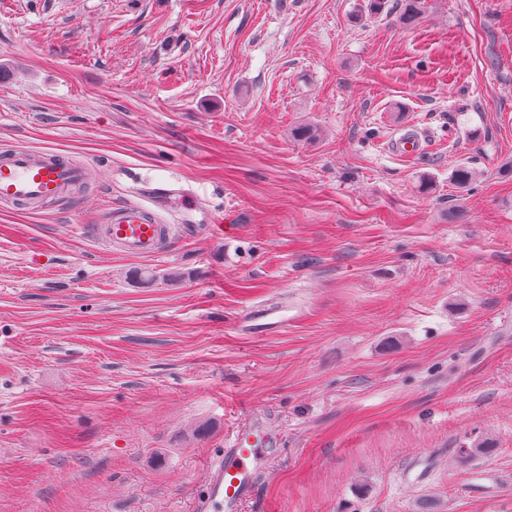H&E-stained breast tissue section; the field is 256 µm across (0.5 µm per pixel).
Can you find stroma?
Segmentation results:
<instances>
[{
	"label": "stroma",
	"mask_w": 512,
	"mask_h": 512,
	"mask_svg": "<svg viewBox=\"0 0 512 512\" xmlns=\"http://www.w3.org/2000/svg\"><path fill=\"white\" fill-rule=\"evenodd\" d=\"M361 2L0 0V151L96 166L0 210V512H193L248 418L243 512H512V0ZM162 181L230 237L90 241ZM427 0H397L396 21L403 28L415 26L426 12ZM156 190L160 191L161 195L178 198L181 201L182 211L187 215H193L194 213L207 214V209L202 206L192 188H186L176 183L170 185L168 182H164L162 187Z\"/></svg>",
	"instance_id": "stroma-1"
}]
</instances>
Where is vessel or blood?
I'll list each match as a JSON object with an SVG mask.
<instances>
[{"instance_id":"vessel-or-blood-1","label":"vessel or blood","mask_w":512,"mask_h":512,"mask_svg":"<svg viewBox=\"0 0 512 512\" xmlns=\"http://www.w3.org/2000/svg\"><path fill=\"white\" fill-rule=\"evenodd\" d=\"M86 178V168L54 149L15 145L0 152V205L31 207L65 202ZM160 192L178 198L185 214L203 210L192 188L166 183ZM89 233L97 244L133 257L160 256L175 241L171 225L135 202L112 208L102 223L90 227ZM276 441L272 432L260 434L249 425L236 427L228 434L223 451L207 467L205 490L196 501L195 512H241L257 493V479L267 466L268 448Z\"/></svg>"}]
</instances>
